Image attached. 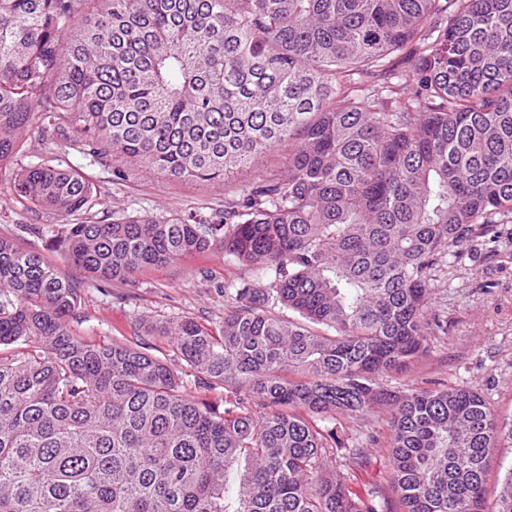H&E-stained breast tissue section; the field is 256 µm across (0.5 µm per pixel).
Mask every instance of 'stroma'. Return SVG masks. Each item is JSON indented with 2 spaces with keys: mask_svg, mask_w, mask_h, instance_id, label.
<instances>
[{
  "mask_svg": "<svg viewBox=\"0 0 512 512\" xmlns=\"http://www.w3.org/2000/svg\"><path fill=\"white\" fill-rule=\"evenodd\" d=\"M51 159L80 169L98 194L94 213L119 211L131 215H170L188 212L208 215L223 210L259 180L278 178L288 159L287 145H279L255 166L244 168L216 185L178 182L164 175L113 160L111 165L69 148L52 149L50 136H32L28 151L0 169V235L15 237L29 250L47 252L62 274L82 278L63 253L51 250L50 236L32 234L35 226L53 224L52 215L23 209L5 188L21 167ZM124 167L125 179L113 170ZM460 257H447L430 292L429 311L441 325L429 329L425 350L405 370L379 376L388 389L406 393L446 387H466L478 393L496 417L512 421V223L477 228L460 248ZM255 264L225 256L223 250L188 255L159 268L136 273L132 282H88L82 292L75 331L97 343L112 341L151 348L153 355L179 371L185 362L175 358L168 340L147 335L151 325H168L184 318L216 327L229 308L219 287L239 277H255ZM386 409L373 407L356 419L341 420L337 435L343 442L333 465L347 474L353 495L377 492L390 512L400 504L388 482L389 465L382 447L389 431ZM365 451L362 464L349 461L352 448Z\"/></svg>",
  "mask_w": 512,
  "mask_h": 512,
  "instance_id": "1",
  "label": "stroma"
}]
</instances>
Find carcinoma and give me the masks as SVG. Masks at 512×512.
I'll list each match as a JSON object with an SVG mask.
<instances>
[{"mask_svg": "<svg viewBox=\"0 0 512 512\" xmlns=\"http://www.w3.org/2000/svg\"><path fill=\"white\" fill-rule=\"evenodd\" d=\"M394 78L409 94L368 92ZM48 130L174 180L222 183L283 143L287 170L210 218L110 221L76 168L15 174L10 198L56 216L98 281L217 248L263 278L222 285L218 328L149 329L237 391L220 410L151 354L77 334L85 281L0 235V512H378L327 467L342 442L321 425L375 405L402 512H485L512 422L468 389L376 377L440 326L448 250L512 222V0H0V165ZM493 512H512V470ZM488 481L486 484L487 510L494 509L495 499L500 481L512 469V448H491L488 459Z\"/></svg>", "mask_w": 512, "mask_h": 512, "instance_id": "obj_1", "label": "carcinoma"}]
</instances>
